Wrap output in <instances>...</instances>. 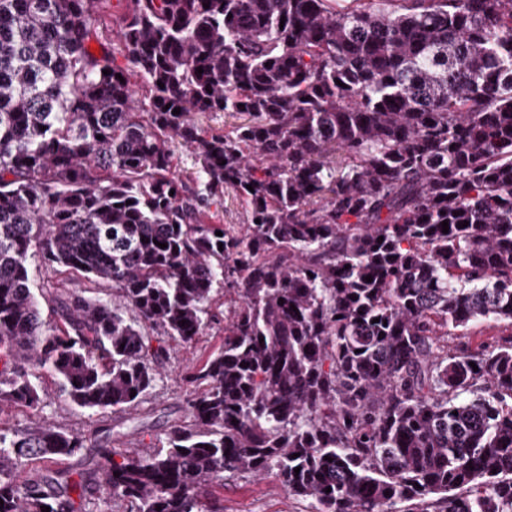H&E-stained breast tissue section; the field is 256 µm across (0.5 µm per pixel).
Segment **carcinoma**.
<instances>
[{
    "mask_svg": "<svg viewBox=\"0 0 512 512\" xmlns=\"http://www.w3.org/2000/svg\"><path fill=\"white\" fill-rule=\"evenodd\" d=\"M129 2L109 46L106 0H0V411L38 414L42 370L138 405L143 325L191 344L219 289L224 342L99 481L52 467L82 435L0 425V512H221L226 472L312 512H512V338L448 344L512 324V0ZM228 191L241 226L211 222ZM36 257L112 298L44 319ZM470 336H465L473 348L481 345L497 344L512 337V327L507 322H483L472 325Z\"/></svg>",
    "mask_w": 512,
    "mask_h": 512,
    "instance_id": "cac0c4a2",
    "label": "carcinoma"
}]
</instances>
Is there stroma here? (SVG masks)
<instances>
[{"instance_id":"35a3bbf8","label":"stroma","mask_w":512,"mask_h":512,"mask_svg":"<svg viewBox=\"0 0 512 512\" xmlns=\"http://www.w3.org/2000/svg\"><path fill=\"white\" fill-rule=\"evenodd\" d=\"M35 286L47 291L59 288L66 295L91 299L112 293L111 288L94 280L52 270L43 272ZM223 301V293H216L212 306L215 319L194 343H170L156 381L146 400L137 407L108 416L74 407L59 396L53 379L46 376L41 380L44 408L39 416L60 429L90 439L110 433L117 448H137L145 452L159 448L170 427L186 419L185 371L203 361L224 340ZM210 492L222 499L224 512H311L307 500L289 495L272 475H228L222 484L212 485Z\"/></svg>"}]
</instances>
